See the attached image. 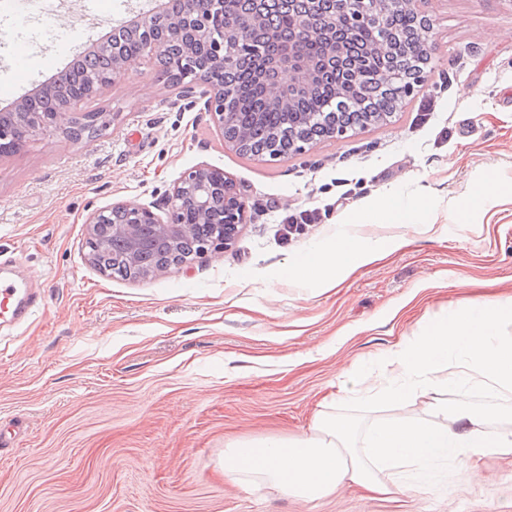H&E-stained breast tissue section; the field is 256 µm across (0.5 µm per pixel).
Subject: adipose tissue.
<instances>
[{"label":"adipose tissue","instance_id":"ef3b65f1","mask_svg":"<svg viewBox=\"0 0 512 512\" xmlns=\"http://www.w3.org/2000/svg\"><path fill=\"white\" fill-rule=\"evenodd\" d=\"M358 224H409L432 227L435 215L425 195L403 198L391 191L359 209ZM398 242L363 241L340 231L330 245L312 247L288 264V281L298 288H334L347 276L398 249ZM512 301H471L450 315L426 321L418 336L383 354L387 367L366 397L395 405L422 397L438 424L398 417L371 429L365 448H356V424L348 419L315 415L308 433L284 438L265 436L234 441L224 451V471L262 478L285 496L312 501L358 486L379 494L409 491L410 484L382 482L376 471L383 464L412 469L415 482L429 483L440 461L454 459L467 472L476 455L512 452V432L495 429L497 408L473 410L467 402L449 404V387L474 381L491 382L496 390L512 392Z\"/></svg>","mask_w":512,"mask_h":512}]
</instances>
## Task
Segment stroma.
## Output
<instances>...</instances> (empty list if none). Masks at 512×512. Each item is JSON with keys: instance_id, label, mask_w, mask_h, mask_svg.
<instances>
[{"instance_id": "1", "label": "stroma", "mask_w": 512, "mask_h": 512, "mask_svg": "<svg viewBox=\"0 0 512 512\" xmlns=\"http://www.w3.org/2000/svg\"><path fill=\"white\" fill-rule=\"evenodd\" d=\"M432 21L424 78L384 122L287 157L226 148L202 103L180 100L160 66L131 64L85 111L96 136L38 130L0 159V266L41 296L31 319L0 329V512H512V453L453 463L434 484L380 497L361 488L310 502L224 474L229 442L295 437L316 412L359 432L402 415L431 419L422 399L388 406L340 394L354 365L380 374L381 355L471 299H512V0H419ZM135 0H45L31 17L0 15V111L40 73L64 72ZM25 42L26 56L14 46ZM224 171L247 205L228 248L146 280L102 274L85 260V219L119 201L162 204L199 164ZM496 164L503 195L467 220L456 207ZM427 191L433 232L357 224L381 188ZM318 223L284 237L286 216ZM407 246L337 288L301 290L282 270L344 222ZM497 407L512 431V393L449 392Z\"/></svg>"}]
</instances>
